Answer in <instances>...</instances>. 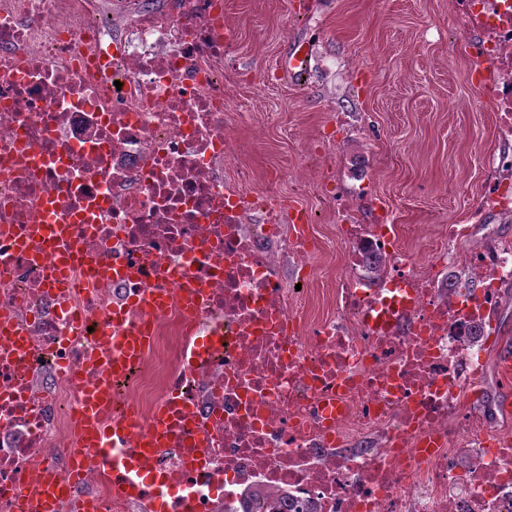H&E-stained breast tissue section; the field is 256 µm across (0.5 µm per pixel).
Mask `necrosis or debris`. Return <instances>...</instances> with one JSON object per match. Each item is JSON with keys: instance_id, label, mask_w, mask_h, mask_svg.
Segmentation results:
<instances>
[{"instance_id": "obj_1", "label": "necrosis or debris", "mask_w": 512, "mask_h": 512, "mask_svg": "<svg viewBox=\"0 0 512 512\" xmlns=\"http://www.w3.org/2000/svg\"><path fill=\"white\" fill-rule=\"evenodd\" d=\"M449 5L503 143L480 203L512 221V0ZM226 146L224 0H0V512H31L47 479L50 512H239L256 489L287 512H512V434L462 415L512 246L465 254L468 292L444 280L454 253L417 262L383 215L345 224L336 307L303 327L277 256L315 247L225 181ZM36 224L68 230L67 287L54 239L19 246ZM150 288L167 308H141ZM402 288L412 310L371 331ZM131 328L150 345L102 414L129 424L140 477L120 487L81 427L102 338L120 352ZM175 400L167 450L140 456Z\"/></svg>"}]
</instances>
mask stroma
<instances>
[{
	"label": "stroma",
	"instance_id": "obj_1",
	"mask_svg": "<svg viewBox=\"0 0 512 512\" xmlns=\"http://www.w3.org/2000/svg\"><path fill=\"white\" fill-rule=\"evenodd\" d=\"M224 27V178L246 173L248 189L306 213L321 244L308 325L330 313L342 273L340 212L359 224L387 214L419 260L441 247L465 253L487 232L512 244V223L478 209L500 142L448 0H312L304 15L298 0H224ZM302 47L312 55L295 79L281 66ZM448 224L474 225V235L448 243ZM467 408L480 417L502 410L491 430L512 428V378L492 374Z\"/></svg>",
	"mask_w": 512,
	"mask_h": 512
}]
</instances>
